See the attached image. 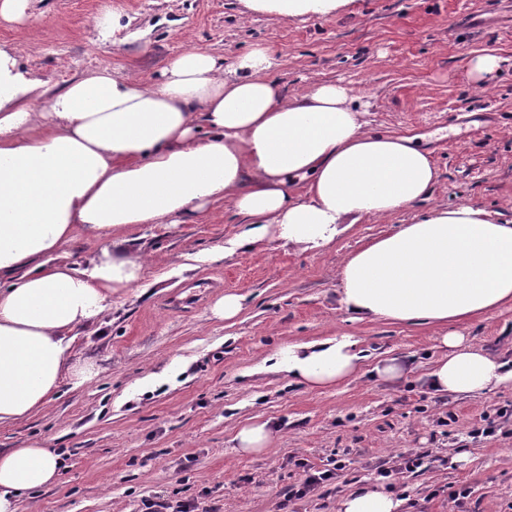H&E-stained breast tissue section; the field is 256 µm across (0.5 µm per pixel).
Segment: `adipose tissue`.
<instances>
[{
	"instance_id": "ef3b65f1",
	"label": "adipose tissue",
	"mask_w": 512,
	"mask_h": 512,
	"mask_svg": "<svg viewBox=\"0 0 512 512\" xmlns=\"http://www.w3.org/2000/svg\"><path fill=\"white\" fill-rule=\"evenodd\" d=\"M240 2L294 20L336 16L352 0ZM274 65L263 46L229 65L193 48L153 83L101 68L52 90L0 46V425L36 413L65 377L95 378L93 364H72L69 353L77 330L143 282L146 260L127 235L135 226L181 224L227 200L245 224L229 250L266 239L318 248L341 225L427 198L437 169L425 147L364 131L347 84L285 95ZM82 235L110 241L89 270L60 259ZM339 278L354 319L442 327L444 354L425 376L431 391L466 397L512 385V362L450 328L512 304V221L470 203L438 209L352 253ZM356 345L348 336L292 343L273 368L308 389L408 373L400 358L364 368ZM61 465L37 444L0 449V512H18L20 496L55 484ZM401 505L367 484L336 512Z\"/></svg>"
}]
</instances>
